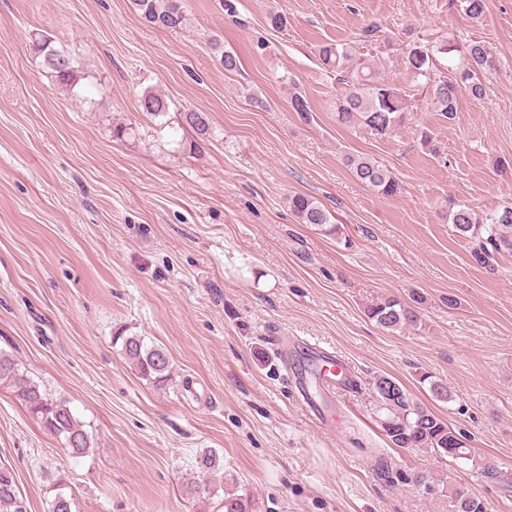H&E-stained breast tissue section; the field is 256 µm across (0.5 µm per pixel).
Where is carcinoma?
Masks as SVG:
<instances>
[{
  "instance_id": "carcinoma-1",
  "label": "carcinoma",
  "mask_w": 512,
  "mask_h": 512,
  "mask_svg": "<svg viewBox=\"0 0 512 512\" xmlns=\"http://www.w3.org/2000/svg\"><path fill=\"white\" fill-rule=\"evenodd\" d=\"M134 9L148 24L170 30L183 26L184 15L181 0H132ZM43 56L44 63L62 84L74 78V67L69 57L52 48L47 39L35 46ZM460 54V62L449 63V74L433 73L437 55ZM321 64L336 74V82L344 85L343 94L336 100V123L354 131H364L375 136H386L411 120L413 95L409 89L377 76L376 67L357 59L355 50L348 45L328 43L318 50ZM403 64L411 81L425 89L433 110L445 118L457 112L460 96L464 93L474 99L486 94V82L497 70V59L491 48L474 41L463 47L457 44L416 43L408 46ZM143 112L158 117L169 109L167 101L159 95L146 93L141 99ZM182 124L191 128L199 137L210 135L209 123L202 112L182 113ZM355 178L385 198H395L402 193L403 186L386 167L370 157L358 155L348 159ZM288 206L300 224L316 227L325 236L342 235L341 225L334 215L316 198L295 193L288 196ZM448 221L455 231L474 240L472 258L480 265L494 260V255L512 253V206L498 211L480 212L469 205L458 204L448 214ZM423 296L415 294L407 303L396 297L378 298L364 308L368 319L380 329L395 333L407 327L422 326L418 305ZM125 358L147 380L164 385L172 380V364L167 352L149 345L140 336H117ZM10 381L18 398L40 424L59 438L72 454H85L93 447L94 437L83 423L75 417L66 402L53 400L39 386L21 372L13 356L0 352V381ZM420 383L428 385L432 395L439 401L452 400L448 388L433 379L428 372L420 375ZM396 387L402 396L393 401H380L386 415L382 428L391 443L397 448L430 450L453 460L476 462L471 449L464 443L465 432L448 424L433 411L415 403L401 384ZM198 481L193 490L209 491L211 475L221 469L220 457L207 450L196 461ZM448 496L455 502L457 512H486L482 498L475 492L448 484ZM0 512H26L18 501V488L13 472L0 468Z\"/></svg>"
}]
</instances>
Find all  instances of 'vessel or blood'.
Here are the masks:
<instances>
[{
    "instance_id": "obj_1",
    "label": "vessel or blood",
    "mask_w": 512,
    "mask_h": 512,
    "mask_svg": "<svg viewBox=\"0 0 512 512\" xmlns=\"http://www.w3.org/2000/svg\"><path fill=\"white\" fill-rule=\"evenodd\" d=\"M309 354L294 377L295 386L307 412L322 427H330V410L337 389L351 379L347 362L319 344H308Z\"/></svg>"
}]
</instances>
